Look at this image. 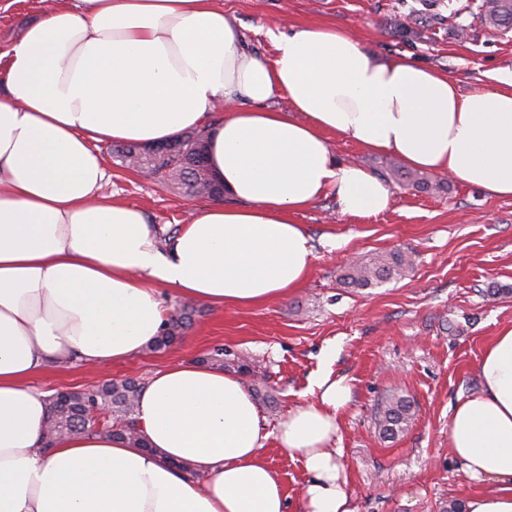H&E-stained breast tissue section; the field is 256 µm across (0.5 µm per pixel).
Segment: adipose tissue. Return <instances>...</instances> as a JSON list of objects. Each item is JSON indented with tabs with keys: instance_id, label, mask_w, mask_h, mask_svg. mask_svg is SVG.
Masks as SVG:
<instances>
[{
	"instance_id": "ef3b65f1",
	"label": "adipose tissue",
	"mask_w": 512,
	"mask_h": 512,
	"mask_svg": "<svg viewBox=\"0 0 512 512\" xmlns=\"http://www.w3.org/2000/svg\"><path fill=\"white\" fill-rule=\"evenodd\" d=\"M252 51L216 0H74L0 53V512H287L259 409L238 377L184 361L140 393L135 445L86 433L46 443L62 362L116 364L165 327L163 289L224 308L301 286L315 259L293 214L334 196L342 216L387 210L389 187L334 160L327 133L512 198V79L462 93L447 72L379 58L347 28L291 26ZM284 96L287 108L268 102ZM224 119L211 121L215 111ZM208 134L209 172L236 206H192L161 238L143 211L102 196L94 143ZM457 404L448 444L475 480L466 512H512V327ZM276 441L307 474L304 512H350L340 451L344 381L323 375Z\"/></svg>"
}]
</instances>
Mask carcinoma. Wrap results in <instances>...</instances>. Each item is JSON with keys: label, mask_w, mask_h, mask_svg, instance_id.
Wrapping results in <instances>:
<instances>
[{"label": "carcinoma", "mask_w": 512, "mask_h": 512, "mask_svg": "<svg viewBox=\"0 0 512 512\" xmlns=\"http://www.w3.org/2000/svg\"><path fill=\"white\" fill-rule=\"evenodd\" d=\"M478 14L489 22L504 28L512 26V0H480ZM127 166L151 171L161 184H177L185 192L208 195L224 194V186L212 181L208 172V144L203 129L181 135L169 141V151L149 153V146L131 143L117 149ZM412 267L411 260L398 251L373 257L352 268L346 275L347 283L355 288H368L398 279ZM194 308H185L171 318L167 328L150 347L162 351L173 345L182 331L193 322ZM144 383L135 379H109L87 389L51 395L52 422L49 438L80 431H97L125 435L138 439L135 407ZM106 405L112 410V420L94 422L88 413L94 407ZM411 402L404 396L389 395L378 411L377 426L382 438L393 440L414 422Z\"/></svg>", "instance_id": "carcinoma-1"}]
</instances>
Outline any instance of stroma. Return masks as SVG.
<instances>
[{
  "label": "stroma",
  "mask_w": 512,
  "mask_h": 512,
  "mask_svg": "<svg viewBox=\"0 0 512 512\" xmlns=\"http://www.w3.org/2000/svg\"><path fill=\"white\" fill-rule=\"evenodd\" d=\"M465 0H220L246 28L250 48L272 55L275 24L333 23L349 28L380 57L402 53L447 71L462 92L512 77V29L470 13ZM42 0H10L0 9V52L39 16ZM334 157L368 168L392 191L389 209L367 218L339 215L333 197L296 214L316 260L300 288L254 306L198 305L192 326L161 352L99 370L80 364L49 368L35 385L81 390L107 379L148 380L180 360H201L221 346L249 365L241 379L253 394L268 438L264 453L302 512L306 473L277 446L289 412L311 398L324 370L350 385L339 413L341 450L352 512H447L450 502L489 488L471 479L448 448L453 407L479 390L480 359L498 332L512 326V198L492 196L440 174L425 189L398 183V159L366 152L333 134ZM115 143L97 149L110 178L104 193L143 210L165 234L190 218V199L172 185L141 179L116 158ZM401 251L414 265L375 288H352L351 265ZM413 404L415 421L396 439H381L376 419L388 394Z\"/></svg>",
  "instance_id": "obj_1"
}]
</instances>
